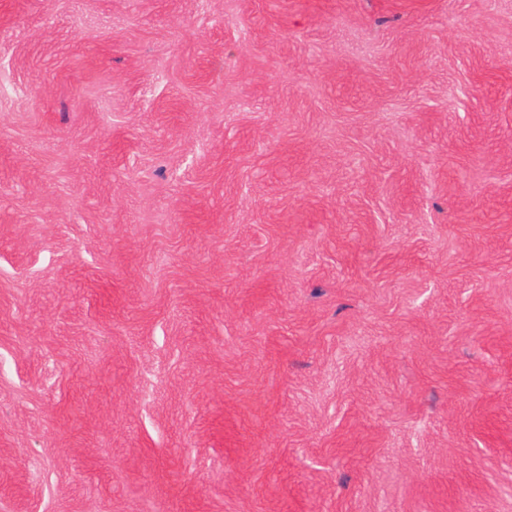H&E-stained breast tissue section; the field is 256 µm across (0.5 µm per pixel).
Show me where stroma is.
<instances>
[{
	"mask_svg": "<svg viewBox=\"0 0 512 512\" xmlns=\"http://www.w3.org/2000/svg\"><path fill=\"white\" fill-rule=\"evenodd\" d=\"M0 512H512V0H0Z\"/></svg>",
	"mask_w": 512,
	"mask_h": 512,
	"instance_id": "1",
	"label": "stroma"
}]
</instances>
